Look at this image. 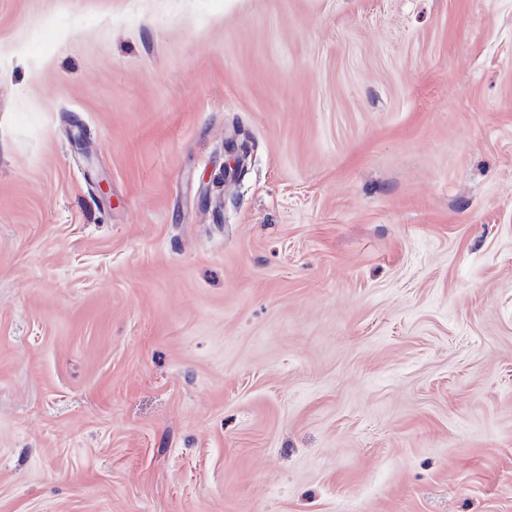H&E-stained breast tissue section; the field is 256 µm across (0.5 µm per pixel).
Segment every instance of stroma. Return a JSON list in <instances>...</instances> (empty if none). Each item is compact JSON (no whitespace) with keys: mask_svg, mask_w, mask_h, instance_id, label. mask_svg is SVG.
I'll list each match as a JSON object with an SVG mask.
<instances>
[{"mask_svg":"<svg viewBox=\"0 0 512 512\" xmlns=\"http://www.w3.org/2000/svg\"><path fill=\"white\" fill-rule=\"evenodd\" d=\"M0 512H512V0H0Z\"/></svg>","mask_w":512,"mask_h":512,"instance_id":"1","label":"stroma"}]
</instances>
